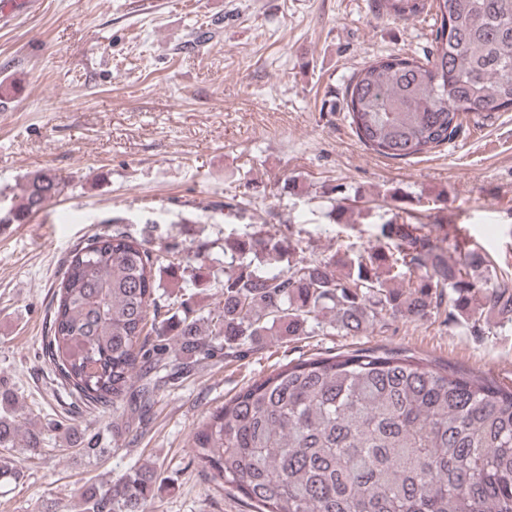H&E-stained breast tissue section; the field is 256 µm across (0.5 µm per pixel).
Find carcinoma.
I'll use <instances>...</instances> for the list:
<instances>
[{
    "mask_svg": "<svg viewBox=\"0 0 512 512\" xmlns=\"http://www.w3.org/2000/svg\"><path fill=\"white\" fill-rule=\"evenodd\" d=\"M377 2L393 20L432 13L434 38L423 58L389 54L348 81L346 112L364 145L408 159L448 143L469 116L512 111V0ZM67 187L50 171L28 173L0 224L30 223ZM446 239L448 225L409 213L327 260L294 258L276 232L228 237L219 301L158 327L165 259L107 227L70 252L45 353L87 407L133 423L162 379L219 347L234 354L317 328L359 336L391 318L424 319L445 299L448 320L479 333L512 325V281L457 233L448 258ZM192 441L214 489L254 512H512V381L405 350L290 361L209 412ZM41 442L0 413V448ZM79 445L89 458L107 452L97 435ZM158 478L133 468L67 512H148Z\"/></svg>",
    "mask_w": 512,
    "mask_h": 512,
    "instance_id": "obj_1",
    "label": "carcinoma"
}]
</instances>
